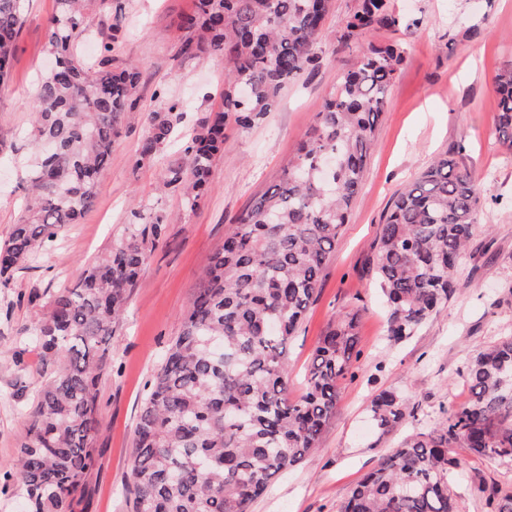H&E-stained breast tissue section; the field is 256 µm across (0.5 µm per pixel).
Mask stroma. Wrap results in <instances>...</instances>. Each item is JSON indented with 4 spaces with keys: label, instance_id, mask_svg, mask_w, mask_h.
<instances>
[{
    "label": "stroma",
    "instance_id": "obj_1",
    "mask_svg": "<svg viewBox=\"0 0 512 512\" xmlns=\"http://www.w3.org/2000/svg\"><path fill=\"white\" fill-rule=\"evenodd\" d=\"M359 0H332L321 63L288 86L274 112L244 129L227 124L213 184L196 214L177 193L158 191L159 169L136 167L145 115L178 104L184 136L203 114L219 111L224 60L203 53L177 58L185 36L181 16L196 0H106L88 15L93 30L79 52L94 61L113 42L118 62L141 72L138 111L126 117L112 160L97 183L92 207L67 225L53 246L15 271L0 287V473L12 470L28 412L44 381L42 353L25 329L47 311L50 295L73 284L80 267L115 246L130 211L162 212L167 234L150 255L123 317L108 341L112 371L98 386L101 450L90 478L87 512H127L134 428L147 383L179 333V315L225 233L255 198L277 183L290 156L336 86L339 69L360 57L369 42L401 43L405 61L389 87L351 218L323 274L317 301L288 345L291 396H300L310 356L328 325L359 311L360 355L341 381L336 412L319 449L280 474L250 512H339L352 488L407 434L427 432L442 408L467 402L461 373L467 354L512 335V163L495 139L498 96L492 78L512 65V0H392L403 22L377 30L372 40L341 42L346 17ZM56 0H25V24L16 42L10 77L0 85V242L24 212L23 165L33 146L35 88L45 68L48 22ZM123 27L113 31L115 13ZM457 159L484 186L481 222L464 254L457 290L406 341H387V323L370 267L379 227L395 194L441 154ZM400 393L411 417L389 431L373 420L369 404L379 391ZM468 487L457 512H489V499L512 491V465L471 455Z\"/></svg>",
    "mask_w": 512,
    "mask_h": 512
}]
</instances>
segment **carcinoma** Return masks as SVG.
I'll return each mask as SVG.
<instances>
[{
    "label": "carcinoma",
    "instance_id": "obj_1",
    "mask_svg": "<svg viewBox=\"0 0 512 512\" xmlns=\"http://www.w3.org/2000/svg\"><path fill=\"white\" fill-rule=\"evenodd\" d=\"M96 0H56L46 53L57 66L37 85L35 156L24 170L25 213L0 247V286L49 248L91 207L125 114L137 111L138 69L77 53L89 38ZM331 0H197L182 17L176 55L224 58V107L200 121L182 156L165 160L179 138L177 104L150 112L138 167H160V186L196 212L210 188L230 122L249 128L274 111L284 89L319 62ZM25 24L21 0H0V83L13 67ZM389 0H361L341 41L395 29ZM404 61L396 45L370 44L340 70L314 124L278 184L255 199L210 259L180 330L152 374L135 425L132 512H250L272 478L311 455L332 418L339 383L352 374L359 312L331 322L312 353L305 392L290 397L288 342L316 301L323 271L363 183L386 93ZM498 142L512 151V68L493 79ZM484 188L450 151L392 200L372 271L388 314V340L411 336L455 292L460 261L478 224ZM163 214L130 212L126 233L77 282L58 289L32 335L45 381L18 444L16 473L0 475V495H20L27 512H80L99 459L97 385L112 371L106 342L147 258L165 238ZM471 398L442 411L429 433L406 438L352 489L340 512H456L455 483L466 462L453 448L512 464V336L470 356ZM370 411L388 431L411 414L383 390Z\"/></svg>",
    "mask_w": 512,
    "mask_h": 512
}]
</instances>
